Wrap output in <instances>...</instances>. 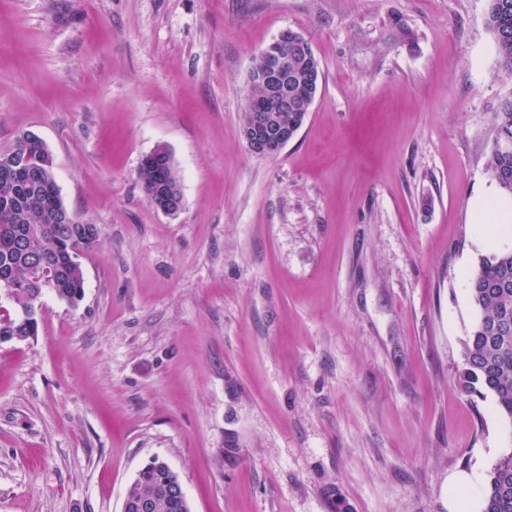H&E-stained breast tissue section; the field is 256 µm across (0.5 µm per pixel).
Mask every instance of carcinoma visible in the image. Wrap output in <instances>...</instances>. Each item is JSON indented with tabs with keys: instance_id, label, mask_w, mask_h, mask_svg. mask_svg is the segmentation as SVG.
I'll use <instances>...</instances> for the list:
<instances>
[{
	"instance_id": "carcinoma-1",
	"label": "carcinoma",
	"mask_w": 512,
	"mask_h": 512,
	"mask_svg": "<svg viewBox=\"0 0 512 512\" xmlns=\"http://www.w3.org/2000/svg\"><path fill=\"white\" fill-rule=\"evenodd\" d=\"M487 24L493 34L500 66L512 75V0H488ZM495 132L486 171L501 185L503 170L512 178V97L501 101L493 116ZM156 161L138 171L148 198L159 185L176 178L168 163L167 147L155 150ZM40 161L48 165L44 177L21 185L0 171V275L13 276L19 288L12 309L0 314V336L23 341L38 333V320L26 319L22 310L41 295L44 288L32 281L31 269L46 265L51 273L52 292L71 305L84 295V277L79 258L97 245V235L76 218L56 224L49 212L64 207L55 190L54 157L40 147ZM469 294L477 318L464 344V367L458 385L462 392L485 396L491 393L499 413L512 425V250L481 259L469 282ZM178 475L154 460L137 474L128 493V512H138L135 503L151 497V512H186L175 509L171 499ZM481 512H512V445L493 463L483 490Z\"/></svg>"
}]
</instances>
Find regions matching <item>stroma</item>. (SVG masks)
<instances>
[{
  "instance_id": "obj_1",
  "label": "stroma",
  "mask_w": 512,
  "mask_h": 512,
  "mask_svg": "<svg viewBox=\"0 0 512 512\" xmlns=\"http://www.w3.org/2000/svg\"><path fill=\"white\" fill-rule=\"evenodd\" d=\"M488 0H0V152L31 131L98 229L78 306L0 344V512H122L153 458L192 512H480L512 444L457 379L512 96ZM322 80L279 155L241 135L282 31ZM163 145L183 196L138 180ZM472 483L457 492L453 478ZM492 128L495 135L486 171L499 189L505 192H509V189L512 194V97L505 98L499 104L494 112ZM505 168L509 171V187L501 185V174ZM153 205L160 211L168 214L176 213L182 206V196L178 183H168L163 186V190Z\"/></svg>"
}]
</instances>
